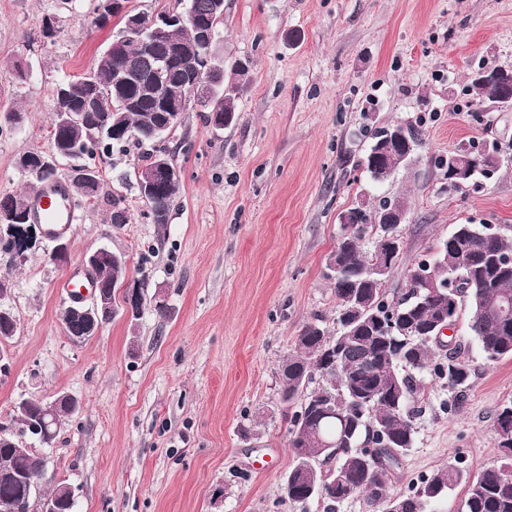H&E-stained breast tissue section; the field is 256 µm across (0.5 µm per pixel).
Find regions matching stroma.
<instances>
[{"label":"stroma","mask_w":512,"mask_h":512,"mask_svg":"<svg viewBox=\"0 0 512 512\" xmlns=\"http://www.w3.org/2000/svg\"><path fill=\"white\" fill-rule=\"evenodd\" d=\"M96 4L0 0V109L26 115L0 132V196L24 190L21 155L51 151L55 85L87 73L118 30L115 20L98 28ZM48 14L60 18L50 40L41 35ZM222 38L225 68L248 65L238 119L217 130L194 109L163 140L179 170L169 223L151 222L134 158L117 152L102 165L100 198L75 207L67 265H49L40 249L19 266L0 255L9 284L0 302L17 317L0 342L12 360L0 426L25 398L66 392L80 402L53 444L35 447L46 474L33 512L58 482L71 486L77 512H323L281 490L296 408L281 401L279 366L306 325L336 328L329 257L339 213L407 196L391 293L455 225L490 224L512 238V110L488 111L470 86L481 66L512 67V0H225ZM374 122L422 132L416 165L376 184L357 167ZM492 142L499 171L449 187L448 154ZM115 196L126 223L109 220ZM102 246L125 254L147 303L138 320L115 316L76 343L63 330L70 299L60 284ZM160 290L164 319L151 305ZM455 337L471 385L450 413L445 380L426 375L392 491L450 464L476 474L504 455L494 415L512 402V359L486 360L467 315Z\"/></svg>","instance_id":"stroma-1"}]
</instances>
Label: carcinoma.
Here are the masks:
<instances>
[{
    "mask_svg": "<svg viewBox=\"0 0 512 512\" xmlns=\"http://www.w3.org/2000/svg\"><path fill=\"white\" fill-rule=\"evenodd\" d=\"M195 16L206 23L215 18L216 0H188ZM152 61L143 57L133 42L99 57L93 74L69 78L61 85L68 87L72 104L78 105L98 87L123 99L140 96L133 86L114 85L122 69H147ZM493 77L471 81L476 94L491 104L504 107V86L512 87V69L487 65ZM239 85L228 87L224 95V120L230 124L236 118L235 98ZM115 119L118 132L105 139L110 157L118 150L128 151L131 144L141 146L156 138L162 113L154 103L141 99L130 108L116 103ZM95 121L66 128H51V139L93 145ZM374 147L366 151L358 166L374 182H384L404 167L400 155L391 154L383 162L373 160ZM465 164L454 161L447 174L448 184L461 187L477 182L488 172H497L501 165L498 148H466ZM179 190V180H166L148 202L154 224L169 223L170 212ZM388 199L379 201L374 210L361 209L362 218L342 225L344 240L335 254L343 262L341 279L335 282L340 313L336 335L331 336L318 325L305 326L298 336L296 352L280 365L281 399L291 403L303 396L290 431L292 454L312 464V470L301 473L290 468L287 499L305 504L318 498L320 483L331 488L323 497L325 512H337V507L357 493L365 496L370 507L391 512L395 506L402 512H431L432 503L457 485L466 493L460 512H512V402L496 412L495 429L500 447L508 450L504 460L472 475L466 470L448 465L433 471L411 486L406 493L391 494L387 483L392 471L399 467L400 457L413 446L415 419L421 412L425 392L423 374L434 373L447 381L451 400L448 411L458 409L470 387L472 368L461 356V346L446 348L434 325L438 309L428 299L424 285L438 284L453 278L461 280L458 305L469 304V328L489 361L512 358V324L486 313L497 298H512V239L491 230L488 224H458L453 232L438 243V256L417 262L406 273L405 289L392 296L385 285L377 282L370 269L378 248H367L363 240L368 230L375 229L374 218L380 216ZM129 273L125 256L109 261L98 270L99 286L108 303L116 302L115 289ZM98 321L70 316L64 331L70 338L87 340L96 334ZM445 351V357L434 361L435 351ZM318 386L308 390L313 379ZM74 400H59L51 434L42 444L52 445L63 418L72 415ZM44 409L40 400L27 399L20 410L19 426L35 419ZM333 461L334 467L322 469L319 461ZM9 474L0 478V500L13 502L16 512H28L37 494L38 481L45 474L43 457L34 450L20 451L0 442V470ZM57 512H75V500L67 484H55L47 494Z\"/></svg>",
    "mask_w": 512,
    "mask_h": 512,
    "instance_id": "obj_1",
    "label": "carcinoma"
}]
</instances>
